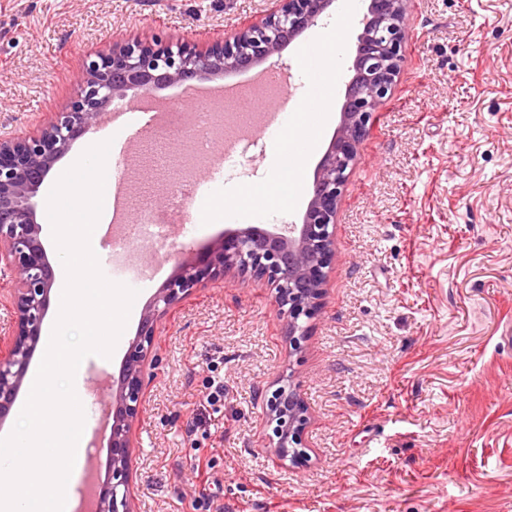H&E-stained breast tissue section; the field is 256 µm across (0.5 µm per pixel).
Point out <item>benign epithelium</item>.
<instances>
[{
  "mask_svg": "<svg viewBox=\"0 0 512 512\" xmlns=\"http://www.w3.org/2000/svg\"><path fill=\"white\" fill-rule=\"evenodd\" d=\"M333 4L335 0H276L262 19L240 27L232 39L201 49L157 39L116 43L79 73L77 95L66 111L28 136L0 138V268L12 276L14 311L11 333L0 337L6 349L0 356V423L25 381L55 284L35 202L55 163L127 90L150 93L262 65L316 25ZM362 25L339 125L314 169L302 222L288 225L286 234L246 228L227 236L203 266L188 257L178 260L174 275L148 302L120 375L112 379L109 471L95 490L93 512H135L133 428L143 413L146 376L160 364L158 325L174 306L229 273L263 281L275 292L288 357L302 352L322 313L347 170L357 162L371 119L399 74L406 0H369ZM309 425L300 386L285 371L276 388L264 394L260 426L265 448L282 465L303 463Z\"/></svg>",
  "mask_w": 512,
  "mask_h": 512,
  "instance_id": "obj_1",
  "label": "benign epithelium"
}]
</instances>
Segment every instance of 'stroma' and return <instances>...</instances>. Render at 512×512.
Returning <instances> with one entry per match:
<instances>
[{
    "instance_id": "obj_1",
    "label": "stroma",
    "mask_w": 512,
    "mask_h": 512,
    "mask_svg": "<svg viewBox=\"0 0 512 512\" xmlns=\"http://www.w3.org/2000/svg\"><path fill=\"white\" fill-rule=\"evenodd\" d=\"M271 0H0V137L33 131L74 96L89 56L135 38L202 47L233 36ZM400 73L349 171L336 251L315 321L289 361L274 292L228 278L188 296L163 320V362L136 425L137 512H512V0H408ZM363 11L344 24L340 78L302 180L332 139ZM323 15L267 63L301 65ZM100 128L77 139L36 200L42 241L66 280L45 205ZM190 238L137 250L174 270L225 234L252 226L224 203L276 164L255 129L239 144ZM182 141L138 136L124 164L135 217L184 175ZM305 202L264 229L300 223ZM293 368L311 415L309 461L284 467L261 445L263 391ZM219 401H207L214 383ZM210 465L201 485L191 465Z\"/></svg>"
}]
</instances>
